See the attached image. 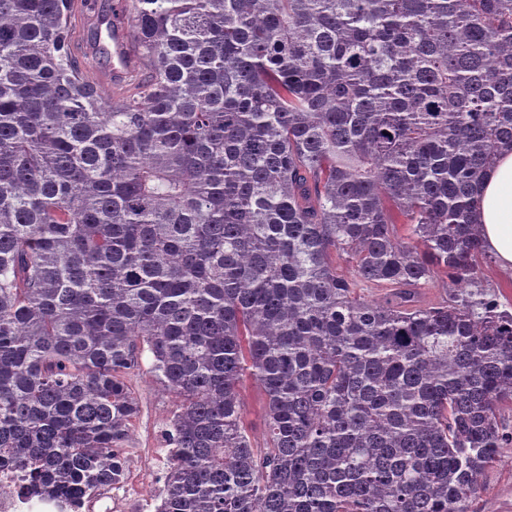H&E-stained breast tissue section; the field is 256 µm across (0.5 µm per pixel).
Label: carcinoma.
<instances>
[{"mask_svg": "<svg viewBox=\"0 0 512 512\" xmlns=\"http://www.w3.org/2000/svg\"><path fill=\"white\" fill-rule=\"evenodd\" d=\"M100 9L0 0V462L37 501L121 483L146 350L155 512H469L512 447V313L467 291L512 0H118L107 96L74 51ZM134 42L126 23L116 21L112 28V37L102 41L99 38V50L106 57L107 65L97 66L95 72L101 83L119 86L123 79L138 62ZM242 399L245 410V423L248 428L249 435L255 446L264 443V404L265 394L258 384L248 379L244 382L242 391Z\"/></svg>", "mask_w": 512, "mask_h": 512, "instance_id": "carcinoma-1", "label": "carcinoma"}]
</instances>
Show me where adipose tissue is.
Instances as JSON below:
<instances>
[{"instance_id":"obj_1","label":"adipose tissue","mask_w":512,"mask_h":512,"mask_svg":"<svg viewBox=\"0 0 512 512\" xmlns=\"http://www.w3.org/2000/svg\"><path fill=\"white\" fill-rule=\"evenodd\" d=\"M473 220L485 250L500 271L512 276V152L498 155L476 195Z\"/></svg>"}]
</instances>
